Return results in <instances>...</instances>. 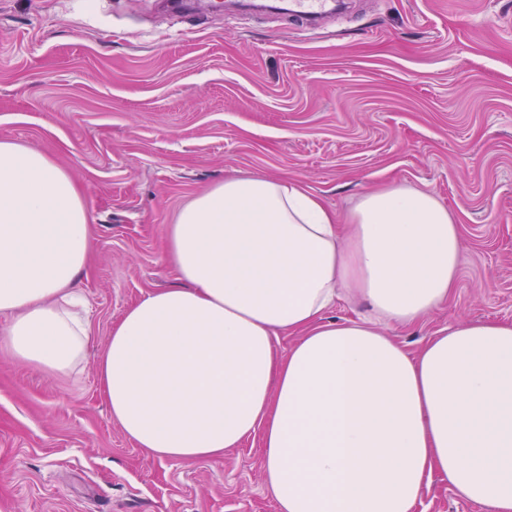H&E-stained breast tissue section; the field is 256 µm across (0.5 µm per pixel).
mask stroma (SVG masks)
Wrapping results in <instances>:
<instances>
[{"mask_svg":"<svg viewBox=\"0 0 512 512\" xmlns=\"http://www.w3.org/2000/svg\"><path fill=\"white\" fill-rule=\"evenodd\" d=\"M4 139L89 199L92 339L60 374L0 349V512H277L259 438L155 459L98 377L113 325L177 283L167 225L226 178L300 181L342 225L366 193L430 192L460 227L459 282L385 335L416 352L458 321L512 323V0H355L320 28L161 0H0ZM417 512L487 510L435 474Z\"/></svg>","mask_w":512,"mask_h":512,"instance_id":"stroma-1","label":"stroma"}]
</instances>
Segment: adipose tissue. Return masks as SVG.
Instances as JSON below:
<instances>
[{
  "label": "adipose tissue",
  "mask_w": 512,
  "mask_h": 512,
  "mask_svg": "<svg viewBox=\"0 0 512 512\" xmlns=\"http://www.w3.org/2000/svg\"><path fill=\"white\" fill-rule=\"evenodd\" d=\"M88 212L49 156L0 141V343L52 374L91 332L76 288ZM166 241L179 287L133 304L98 362L138 447L209 459L260 435L278 512H415L433 474L512 512V324L451 325L415 354L378 327L429 316L458 278L459 226L432 194L364 195L343 232L299 181L229 178ZM345 293L371 318L325 321Z\"/></svg>",
  "instance_id": "adipose-tissue-1"
}]
</instances>
